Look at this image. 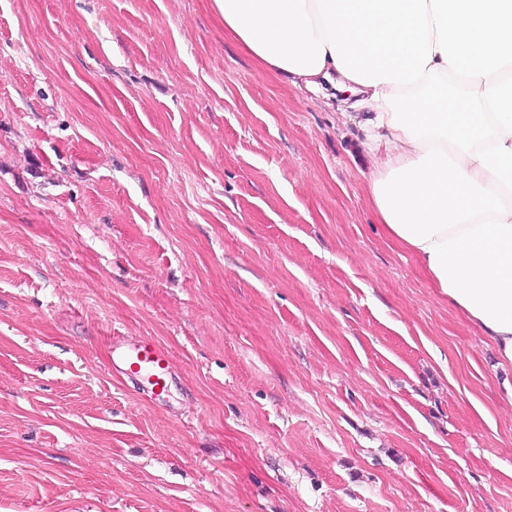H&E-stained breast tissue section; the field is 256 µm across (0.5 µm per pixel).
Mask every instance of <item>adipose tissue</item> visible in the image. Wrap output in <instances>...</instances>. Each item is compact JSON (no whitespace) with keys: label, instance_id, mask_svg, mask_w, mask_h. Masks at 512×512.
Returning <instances> with one entry per match:
<instances>
[{"label":"adipose tissue","instance_id":"1","mask_svg":"<svg viewBox=\"0 0 512 512\" xmlns=\"http://www.w3.org/2000/svg\"><path fill=\"white\" fill-rule=\"evenodd\" d=\"M283 82L338 83L391 239L512 365V0H214Z\"/></svg>","mask_w":512,"mask_h":512}]
</instances>
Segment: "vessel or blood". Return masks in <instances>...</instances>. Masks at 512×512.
Instances as JSON below:
<instances>
[{"label":"vessel or blood","instance_id":"obj_1","mask_svg":"<svg viewBox=\"0 0 512 512\" xmlns=\"http://www.w3.org/2000/svg\"><path fill=\"white\" fill-rule=\"evenodd\" d=\"M113 348L115 366L130 379L147 387L154 399H164L172 377L169 351L149 338L132 345L117 341Z\"/></svg>","mask_w":512,"mask_h":512}]
</instances>
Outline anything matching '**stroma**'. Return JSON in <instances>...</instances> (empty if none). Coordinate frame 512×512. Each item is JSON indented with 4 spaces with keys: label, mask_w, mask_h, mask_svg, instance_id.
<instances>
[{
    "label": "stroma",
    "mask_w": 512,
    "mask_h": 512,
    "mask_svg": "<svg viewBox=\"0 0 512 512\" xmlns=\"http://www.w3.org/2000/svg\"><path fill=\"white\" fill-rule=\"evenodd\" d=\"M360 117L213 0H0V512H512V366ZM145 337L163 409L108 362Z\"/></svg>",
    "instance_id": "1"
}]
</instances>
